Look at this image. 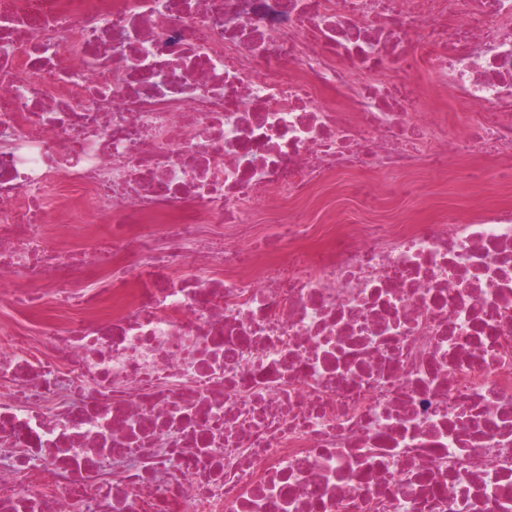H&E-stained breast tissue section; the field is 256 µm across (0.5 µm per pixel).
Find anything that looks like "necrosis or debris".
<instances>
[{"instance_id":"necrosis-or-debris-1","label":"necrosis or debris","mask_w":512,"mask_h":512,"mask_svg":"<svg viewBox=\"0 0 512 512\" xmlns=\"http://www.w3.org/2000/svg\"><path fill=\"white\" fill-rule=\"evenodd\" d=\"M0 512H512V0H0Z\"/></svg>"}]
</instances>
